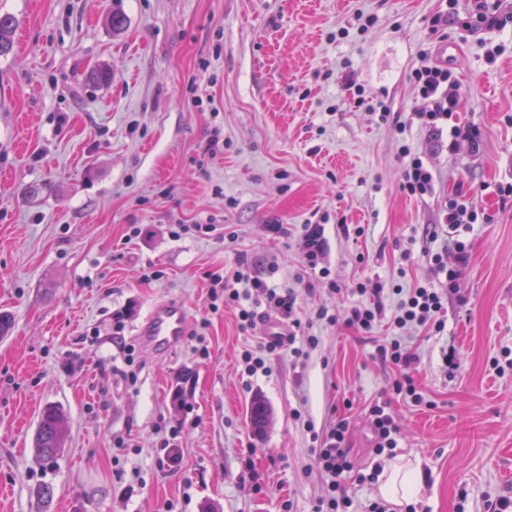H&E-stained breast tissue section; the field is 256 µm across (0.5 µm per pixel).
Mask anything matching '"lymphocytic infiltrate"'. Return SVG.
I'll use <instances>...</instances> for the list:
<instances>
[{
	"label": "lymphocytic infiltrate",
	"mask_w": 512,
	"mask_h": 512,
	"mask_svg": "<svg viewBox=\"0 0 512 512\" xmlns=\"http://www.w3.org/2000/svg\"><path fill=\"white\" fill-rule=\"evenodd\" d=\"M415 86L424 106L410 113L405 119L406 125L417 124L432 131H439L442 122H450L449 136L452 142L466 141L476 143L477 133L473 127L452 123L451 118L457 106L456 87L450 79L447 68L432 62L428 55H421L420 64L413 73ZM456 261L447 264L442 254H433L430 258L433 278L444 277L445 281L456 282L467 262V248L463 241H456ZM432 278V280H433ZM432 280L419 281L404 293L394 324L398 328L420 326L431 333H441L445 329L443 319L442 295ZM263 290L267 308L274 310L289 320L292 328L302 326L300 318L294 315L295 300L290 293H278L276 289L266 287L261 279L235 270L229 275H216L210 280L209 297L211 300H223L225 304L235 305L238 309L241 330L253 327L260 304L252 301L251 289ZM353 293L362 296L363 301L353 306L345 318L348 326L363 333H370L381 313L380 295L383 286L372 280L357 282ZM374 359L391 365L397 372L392 383L396 395L408 398L413 403H421L422 395L414 378L418 362L403 338L393 337L376 344ZM349 424L346 418L339 417L330 422L312 448L313 466L324 481L325 491L314 507L313 512H350L352 499L345 489V476L353 471L348 444Z\"/></svg>",
	"instance_id": "1"
}]
</instances>
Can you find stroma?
I'll return each mask as SVG.
<instances>
[{
	"label": "stroma",
	"instance_id": "obj_1",
	"mask_svg": "<svg viewBox=\"0 0 512 512\" xmlns=\"http://www.w3.org/2000/svg\"><path fill=\"white\" fill-rule=\"evenodd\" d=\"M6 13L0 512H312L324 489L312 436L338 415L356 468L419 466L416 512H486L512 490V23L478 24L476 0H0ZM425 50L455 81L453 119L476 128L478 150L399 130L396 117L424 105L412 72ZM103 65L111 82L90 79ZM215 130L224 144L211 153ZM413 155L435 176L422 198L401 188ZM453 197L478 219L461 234L469 259L444 331L407 333L416 405L372 354L396 333L394 287L428 279L429 252L455 258ZM305 224L320 236L316 270ZM242 261L295 296L319 339L308 358L277 352L246 373L241 353L265 320L241 331L234 308L208 299L211 274ZM365 278L384 286L371 334L317 319L356 301L329 280ZM168 299L185 304L188 334L160 354L136 328ZM257 396L272 410L260 437L247 414ZM377 401L400 429L390 455L375 448ZM48 404L67 430L50 469L33 448ZM165 425L178 429L175 466Z\"/></svg>",
	"mask_w": 512,
	"mask_h": 512
}]
</instances>
